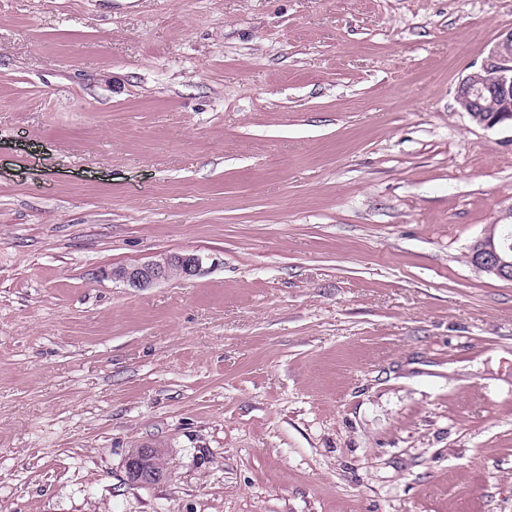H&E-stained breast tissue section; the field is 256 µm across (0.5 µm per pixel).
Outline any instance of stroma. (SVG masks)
I'll use <instances>...</instances> for the list:
<instances>
[{
    "mask_svg": "<svg viewBox=\"0 0 512 512\" xmlns=\"http://www.w3.org/2000/svg\"><path fill=\"white\" fill-rule=\"evenodd\" d=\"M512 0H0V512H512ZM192 254L149 288L112 268ZM160 452L133 483L125 459ZM456 99L475 125L512 128V30L498 37L479 69L461 79ZM489 230L470 247L471 265L481 272L512 282V246ZM130 457H137L140 461H142L144 470L149 475V479L146 481V483H150L156 480L161 471V467L157 462V452L154 449L137 448L132 451L129 458ZM137 458H132L127 461L128 474L134 482L144 483L145 476L143 474V466Z\"/></svg>",
    "mask_w": 512,
    "mask_h": 512,
    "instance_id": "obj_1",
    "label": "stroma"
}]
</instances>
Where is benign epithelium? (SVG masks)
<instances>
[{"mask_svg":"<svg viewBox=\"0 0 512 512\" xmlns=\"http://www.w3.org/2000/svg\"><path fill=\"white\" fill-rule=\"evenodd\" d=\"M456 99L477 126L512 127V30L501 34L487 60L466 74L456 88ZM471 265L481 272L512 282V246L487 231L471 245ZM199 264L193 255H161L131 266L115 267L112 279L133 288H149L176 276H190Z\"/></svg>","mask_w":512,"mask_h":512,"instance_id":"benign-epithelium-1","label":"benign epithelium"}]
</instances>
